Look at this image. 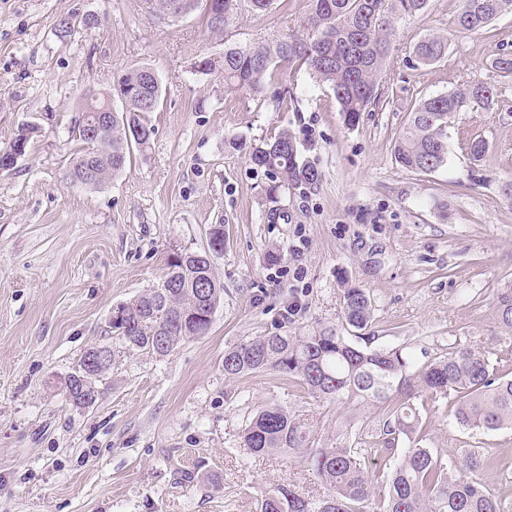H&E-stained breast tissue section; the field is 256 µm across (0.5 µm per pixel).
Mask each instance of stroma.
Here are the masks:
<instances>
[{
	"label": "stroma",
	"instance_id": "1",
	"mask_svg": "<svg viewBox=\"0 0 512 512\" xmlns=\"http://www.w3.org/2000/svg\"><path fill=\"white\" fill-rule=\"evenodd\" d=\"M461 7L428 0L400 21L379 103L350 126L306 70L282 103L227 89L221 70L198 67L225 44L298 31L306 0L234 14L220 36L200 8L159 21L142 0H0V148L21 126L37 128L0 172V512H256L278 483L321 494L305 460L246 450L245 425L281 404L308 419L317 446H353L379 426V409L314 398L279 372L227 378L224 352L339 325L350 287L372 299L376 345L406 347L419 367L454 343L489 346L497 371L512 376V329L492 310L512 285V78L492 67L512 54V13L468 32L456 25ZM88 15L99 26L58 36L62 18ZM430 33L447 37L448 50L422 65L412 48ZM141 67L162 90L147 115L149 148L100 187L70 183L69 131L86 93ZM474 80L495 103L455 113L446 164L399 166L393 150L412 107ZM284 129L319 179L273 200L241 144ZM476 140L487 144L478 161ZM213 224L224 227L215 259L224 297L208 332L164 357L118 345L113 308L156 286L171 250L206 247ZM98 346L112 349V367L95 404L80 409L63 380ZM413 402L423 446L501 458L486 482L511 507L512 429L459 426L449 396Z\"/></svg>",
	"mask_w": 512,
	"mask_h": 512
}]
</instances>
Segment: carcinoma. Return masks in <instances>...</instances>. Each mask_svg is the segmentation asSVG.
Here are the masks:
<instances>
[{"mask_svg": "<svg viewBox=\"0 0 512 512\" xmlns=\"http://www.w3.org/2000/svg\"><path fill=\"white\" fill-rule=\"evenodd\" d=\"M199 0H144L146 13L178 17L197 7ZM224 22L243 8L254 13L272 9L275 0H223ZM428 0H307L302 33L288 39L224 46L221 60L224 84L261 98L282 75L281 66L305 67L321 85L332 90L344 121L359 123L362 113L377 105L379 80L397 39L398 23L420 14ZM512 12V0H463L457 18L461 30L478 31L499 15ZM447 38L428 34L413 47L421 64L438 60L447 50ZM123 110L112 113V123L94 137L87 122L76 123L71 140L78 149L68 178L73 184L97 188L120 173L132 148L149 147L154 128L142 119L160 103L159 80L147 69H133L118 80ZM494 90L469 83L429 97L409 113L405 131L394 147L403 168L433 172L448 160V118L466 106L489 108ZM29 143L22 129L14 142L0 150V171L13 169L17 142ZM252 164L270 177V198L288 184L312 185L317 172L301 160L295 137L285 129L272 141L240 143ZM199 252L182 251L180 261L168 255L167 273L158 285L120 305L121 321L112 333L127 350L166 356L181 342L204 335L224 291L213 266L197 259ZM340 325L305 336L288 331L256 336L224 352V376L234 378L273 370L299 378L308 393L329 401L361 400L379 404L382 428L376 432L379 448H322L315 445L309 425L287 408L266 406L243 431V446L254 454L277 453L285 462L306 460L323 487L320 496H305L279 484L260 500L257 512H506L505 501L481 482L480 475L496 472L500 462L490 452L474 449L440 455L414 444L397 447L400 437L413 439L420 413L394 395L414 387L435 395L456 397L455 420L468 429L512 427V377L490 370L491 352L484 346L450 347L448 353L409 375L413 355L401 346L371 347L366 335L373 317L370 295L361 288L344 292ZM495 319L512 328V288H503L494 305ZM91 350L78 367L97 391L96 382L108 368L87 364ZM378 453V468L370 469L369 454Z\"/></svg>", "mask_w": 512, "mask_h": 512, "instance_id": "cac0c4a2", "label": "carcinoma"}]
</instances>
